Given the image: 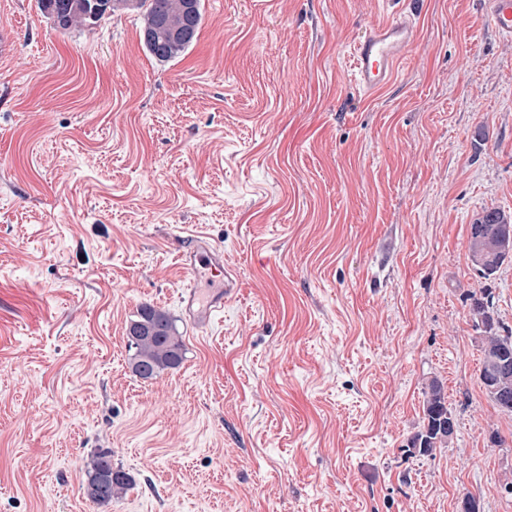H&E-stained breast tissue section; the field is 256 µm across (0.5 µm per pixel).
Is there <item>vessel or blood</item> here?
I'll return each mask as SVG.
<instances>
[{"mask_svg":"<svg viewBox=\"0 0 512 512\" xmlns=\"http://www.w3.org/2000/svg\"><path fill=\"white\" fill-rule=\"evenodd\" d=\"M418 2L401 0L399 9L391 11L381 23L370 25L354 43V81L361 91L372 93L387 85L398 64L414 48L418 40ZM484 5L490 25L500 35L512 38V0H484ZM178 260L191 284L182 298L183 307L195 326L208 327L238 286L234 271L225 263L223 252L204 235L190 236ZM203 267L213 277L211 288L204 291L195 285Z\"/></svg>","mask_w":512,"mask_h":512,"instance_id":"obj_1","label":"vessel or blood"}]
</instances>
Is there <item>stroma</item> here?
<instances>
[{"label": "stroma", "mask_w": 512, "mask_h": 512, "mask_svg": "<svg viewBox=\"0 0 512 512\" xmlns=\"http://www.w3.org/2000/svg\"><path fill=\"white\" fill-rule=\"evenodd\" d=\"M381 0H204L161 64L137 14L54 28L0 0V512H512V415L487 398L471 296L512 328V261L468 255L512 213V40L482 0H424L363 96L350 49ZM207 235L238 288L207 331L177 252ZM184 343L144 380L142 304ZM456 430L419 456L423 391ZM134 485L84 493L102 449ZM500 224L505 239L511 241L512 218L500 209L485 210L470 226L469 258L484 278L495 275L507 259L511 260L512 243L506 244Z\"/></svg>", "instance_id": "stroma-1"}]
</instances>
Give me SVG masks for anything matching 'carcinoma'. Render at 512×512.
Returning a JSON list of instances; mask_svg holds the SVG:
<instances>
[{
  "label": "carcinoma",
  "mask_w": 512,
  "mask_h": 512,
  "mask_svg": "<svg viewBox=\"0 0 512 512\" xmlns=\"http://www.w3.org/2000/svg\"><path fill=\"white\" fill-rule=\"evenodd\" d=\"M40 11L60 31L97 23L119 9L141 13L140 41L150 56L161 63L176 61L189 49L198 35L203 18L202 0H38ZM511 224L512 217L502 210H485L470 225L469 258L472 265L489 278L512 257L500 225ZM470 316L481 336L480 380L486 395L503 413H512V373L499 378L496 365H512V332L494 317L490 296H472ZM128 347L133 350L131 368L142 379H151L183 361V341L169 315L143 304L128 329ZM423 427L408 438L411 447L429 455L448 443L447 397L440 381H432L423 392ZM133 480L112 467V452L103 450L91 459L87 469V497L98 505L126 492Z\"/></svg>",
  "instance_id": "carcinoma-1"
}]
</instances>
